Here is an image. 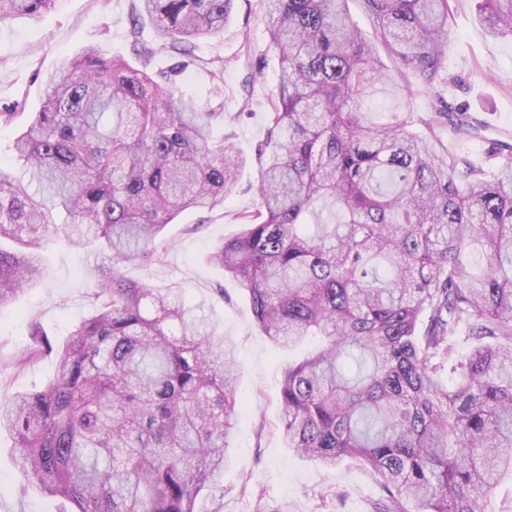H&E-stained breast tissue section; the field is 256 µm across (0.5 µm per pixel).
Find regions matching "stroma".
<instances>
[{
  "label": "stroma",
  "mask_w": 512,
  "mask_h": 512,
  "mask_svg": "<svg viewBox=\"0 0 512 512\" xmlns=\"http://www.w3.org/2000/svg\"><path fill=\"white\" fill-rule=\"evenodd\" d=\"M130 0H59L39 18L0 23V112L14 113L0 124V170L18 174L13 143L29 115L43 103L46 81L64 58L86 46L107 56L131 58L128 38ZM448 58L433 89L416 88L412 110L427 117L435 101L468 107L484 127L482 138H454L449 128L436 129L440 147H452L480 161L495 141L512 143V39L491 36L480 22L476 0H454ZM266 17L259 0H235L231 20L218 37L199 40L197 53L220 61L222 85L207 71L186 63L174 97L200 106L224 100L234 123L215 127L230 135L244 158H252L265 134L268 98L277 84L278 60L267 47ZM262 69L260 81L248 85V66ZM257 172L243 168L223 203L211 210H188L166 226L171 247L164 264L136 263L128 279L153 286L176 283L190 307H202L218 333L232 343L239 364L240 398L230 442L232 462L205 492L196 512H376L386 494L369 468L345 459L323 468L293 455L279 427L280 366L288 355L257 326L246 293L231 277L208 263L209 251L239 233L235 213L254 209ZM39 282L8 307L0 309V397L42 385L54 373L55 359L42 356L20 363L31 345L30 331L40 326L60 342L88 316L89 277L97 256L68 243L48 240ZM64 500L27 484L15 459L14 441L0 433V512H66Z\"/></svg>",
  "instance_id": "stroma-1"
}]
</instances>
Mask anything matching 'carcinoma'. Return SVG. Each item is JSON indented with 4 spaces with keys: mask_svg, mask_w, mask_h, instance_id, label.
Wrapping results in <instances>:
<instances>
[{
    "mask_svg": "<svg viewBox=\"0 0 512 512\" xmlns=\"http://www.w3.org/2000/svg\"><path fill=\"white\" fill-rule=\"evenodd\" d=\"M58 0H0V23ZM235 0H130L133 52L149 21L173 53L208 71L197 41L224 33ZM279 62L253 164L258 204L208 261L246 292L277 347H314L281 371L280 430L301 457L355 459L380 479L378 512H487L512 474V145L494 168L440 152L414 130L478 134L467 110L415 118L413 87L447 57L453 0H363L376 38L412 76L392 80L348 0H263ZM512 37V0H479ZM182 65L149 73L89 46L62 60L16 137L17 176L0 171V308L39 276L58 232L101 255L91 315L61 347L40 329L27 362L56 358L45 386L0 399L26 480L72 512H195L231 463L238 405L233 346L186 306L185 289L123 274L164 262L162 232L182 212L224 201L244 159L217 140L224 103L175 104ZM390 86L401 111L368 119ZM465 328L477 345L456 355Z\"/></svg>",
    "mask_w": 512,
    "mask_h": 512,
    "instance_id": "carcinoma-1",
    "label": "carcinoma"
}]
</instances>
